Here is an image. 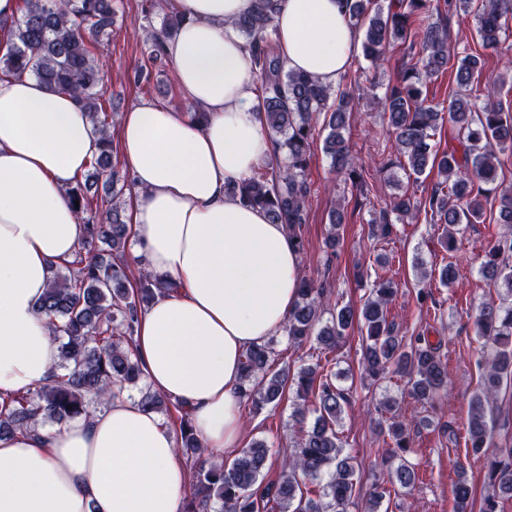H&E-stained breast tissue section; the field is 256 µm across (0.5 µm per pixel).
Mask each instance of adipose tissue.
Listing matches in <instances>:
<instances>
[{
	"label": "adipose tissue",
	"instance_id": "1",
	"mask_svg": "<svg viewBox=\"0 0 512 512\" xmlns=\"http://www.w3.org/2000/svg\"><path fill=\"white\" fill-rule=\"evenodd\" d=\"M174 4L187 20L166 52L182 94L208 119L142 102L119 127L135 252L175 284L141 315L135 350L148 386L183 404L202 443L219 451L241 436L243 355L282 331L300 257L284 225L230 191L274 150L234 25L256 0ZM274 30L286 70L326 84L358 47L345 0H280ZM99 149L74 96L27 74L0 79L1 394L52 378L56 344L37 303L52 267L78 248L68 190ZM186 487L173 435L128 401L53 431L0 436V512H182Z\"/></svg>",
	"mask_w": 512,
	"mask_h": 512
}]
</instances>
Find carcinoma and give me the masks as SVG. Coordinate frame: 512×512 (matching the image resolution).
Segmentation results:
<instances>
[{
  "mask_svg": "<svg viewBox=\"0 0 512 512\" xmlns=\"http://www.w3.org/2000/svg\"><path fill=\"white\" fill-rule=\"evenodd\" d=\"M20 16L0 22L8 28L10 43L0 56V73L27 72L47 87L75 95L87 110L101 136L100 152L90 161L93 180H104L108 196L98 202L87 196L91 184L68 192L76 209L83 237L74 259L54 270L49 287L38 303L58 345V371L50 382L18 390L0 400V435L35 430L47 422L62 423L87 416L91 408L108 404L128 387L142 381L132 345L139 314L158 296L174 288L150 272H140L131 283L124 260L128 224L123 217L125 170L112 162V135L104 112L103 76L89 45L100 41L112 25V0H22ZM280 0H257L256 9L235 22L253 54L261 79L264 132L286 150V161L265 166L233 186L243 202L261 209L274 224L286 225L298 248H303L296 227L305 223L310 193L306 177L310 140L318 122L328 133L323 151L338 173H349L352 187L363 191L361 174L351 169V149L342 133L352 98L346 87L325 85L317 78L284 69L274 51L273 18ZM350 21L368 20L361 43L364 58L376 63L398 43L419 44L421 57L405 70L382 98L383 112L395 139L396 150L406 160L409 175L420 177L437 168L444 187L423 200L403 193L380 208L372 232H392L389 215L404 221L420 213L432 224L447 226L444 247L456 250L459 227L482 216V199L493 193L499 206L496 223L511 227L492 235L480 266L483 276L512 291V187L499 182L497 153L512 151V108L500 98L505 78L485 85L483 99L472 96L475 75L482 70L480 57L457 56L448 33L427 15L475 10L478 34L485 48H494L512 21V0H393L387 13L377 0H345ZM185 17L166 16L159 32L149 35L151 56L165 54L166 41L177 33ZM457 59L456 88L448 98V112L423 95L427 86ZM336 103L328 104L329 99ZM450 121L457 129L458 146L438 155L430 138L438 125ZM110 248L104 258L97 243ZM396 288L392 278L375 274L360 310L350 304L336 308L331 322L319 326L324 284L299 277L297 301L284 332L301 346L311 336L329 353L339 349L346 333L358 327L362 335L360 364L364 378L376 385L390 374L407 378L409 395L430 408L448 396V370L428 337L401 336L389 304ZM476 334L484 339V367L480 391L469 401L468 447L484 460L485 476L495 494L484 500L482 512H499L501 500L512 496L511 448L489 451L492 420L487 418L490 399L503 382L512 380V305L481 303L475 311ZM275 352L269 343L250 347L244 354L242 398L255 408L277 407L287 383L295 387L292 417L298 425V451L282 457V471L267 481L269 448L255 440L231 461L206 448L194 431L190 415L180 413L181 447L197 462L191 484L192 500L185 512L218 505L219 512H349L357 499L356 468L344 453L339 425L349 393L336 383V373L317 366L301 368L290 379L285 372L270 371ZM169 399L149 389L136 404L151 413L162 411ZM312 425H305L309 413ZM387 433L395 448L382 460L369 493L367 512H377L391 492L412 488L415 469L403 459L410 435L403 422L392 420ZM399 463H394V460ZM453 512H469L472 488L465 474L452 488Z\"/></svg>",
  "mask_w": 512,
  "mask_h": 512,
  "instance_id": "cac0c4a2",
  "label": "carcinoma"
}]
</instances>
